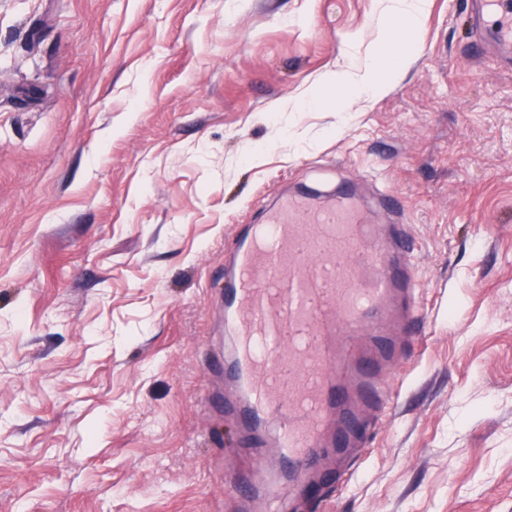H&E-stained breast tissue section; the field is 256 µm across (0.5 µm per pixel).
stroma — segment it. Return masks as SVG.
<instances>
[{"mask_svg": "<svg viewBox=\"0 0 512 512\" xmlns=\"http://www.w3.org/2000/svg\"><path fill=\"white\" fill-rule=\"evenodd\" d=\"M387 0H0V512H236L256 451L207 340L276 201L402 197L424 342L301 512H512V70L428 0L376 97Z\"/></svg>", "mask_w": 512, "mask_h": 512, "instance_id": "obj_1", "label": "stroma"}]
</instances>
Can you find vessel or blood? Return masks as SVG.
<instances>
[{
    "mask_svg": "<svg viewBox=\"0 0 512 512\" xmlns=\"http://www.w3.org/2000/svg\"><path fill=\"white\" fill-rule=\"evenodd\" d=\"M512 0H474L480 45L512 64ZM415 241L401 223H365L351 197L326 207L289 198L251 226L224 275V406L262 456L239 512H286L329 447L327 428L372 420L389 402L396 357L372 351L378 326L422 336Z\"/></svg>",
    "mask_w": 512,
    "mask_h": 512,
    "instance_id": "1",
    "label": "vessel or blood"
}]
</instances>
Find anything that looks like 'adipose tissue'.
Instances as JSON below:
<instances>
[{
    "label": "adipose tissue",
    "mask_w": 512,
    "mask_h": 512,
    "mask_svg": "<svg viewBox=\"0 0 512 512\" xmlns=\"http://www.w3.org/2000/svg\"><path fill=\"white\" fill-rule=\"evenodd\" d=\"M426 9V0H399V5L387 17L381 36V52L366 67L358 78L345 75L327 80L326 88L333 92L336 99L351 97H370L379 93L383 85L378 79L379 72L396 70L402 57L399 49L408 39Z\"/></svg>",
    "instance_id": "obj_1"
}]
</instances>
